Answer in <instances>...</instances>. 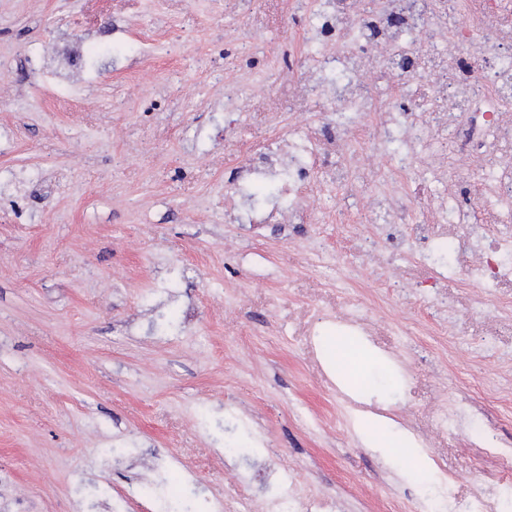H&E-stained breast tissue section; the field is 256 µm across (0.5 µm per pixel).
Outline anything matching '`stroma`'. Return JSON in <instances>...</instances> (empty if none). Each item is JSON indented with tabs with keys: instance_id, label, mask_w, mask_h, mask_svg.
<instances>
[{
	"instance_id": "obj_1",
	"label": "stroma",
	"mask_w": 512,
	"mask_h": 512,
	"mask_svg": "<svg viewBox=\"0 0 512 512\" xmlns=\"http://www.w3.org/2000/svg\"><path fill=\"white\" fill-rule=\"evenodd\" d=\"M311 25L282 0H0V512H160L197 486L264 512L265 470L325 512H385L447 474L467 498L495 470L452 432L410 479L338 429L345 387L288 333L336 276L297 256L332 240L272 224L257 241L224 214L239 135L265 130L224 82L264 77L287 111L291 35ZM73 41L97 66L76 105L43 80ZM323 204L377 249L359 193ZM377 277L360 291L380 318L429 328L408 285ZM471 346L375 351L380 381L354 397L392 432L428 431L435 404L479 398L490 372Z\"/></svg>"
}]
</instances>
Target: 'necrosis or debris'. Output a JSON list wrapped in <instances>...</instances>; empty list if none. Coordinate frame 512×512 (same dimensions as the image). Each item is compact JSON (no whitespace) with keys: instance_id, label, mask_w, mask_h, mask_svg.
Wrapping results in <instances>:
<instances>
[{"instance_id":"obj_1","label":"necrosis or debris","mask_w":512,"mask_h":512,"mask_svg":"<svg viewBox=\"0 0 512 512\" xmlns=\"http://www.w3.org/2000/svg\"><path fill=\"white\" fill-rule=\"evenodd\" d=\"M315 32L321 49H301L288 67V117L321 111L346 114V123L323 130L283 127L269 119L263 149L236 145L247 175L273 176L275 158L291 168L281 187L296 201L288 211L254 214L249 224L309 225L331 231L342 252L311 251L307 262L336 263V291L343 309L331 319L340 336H388L389 353L405 352L396 327H380L372 308L356 294L364 251L349 218L310 202L316 184L349 193L362 188L373 227L389 248L383 262L411 285L434 294L453 290L448 305L431 307L436 336H485L476 349L491 364L512 358L498 344L512 335V0H317ZM336 74L322 88L320 72ZM400 132L404 150L387 156L382 143ZM417 167L426 190L422 216L392 184ZM481 288L500 314L496 327L460 309ZM471 401L439 406L436 432L464 430L470 442L512 468V446L488 429L475 428Z\"/></svg>"}]
</instances>
